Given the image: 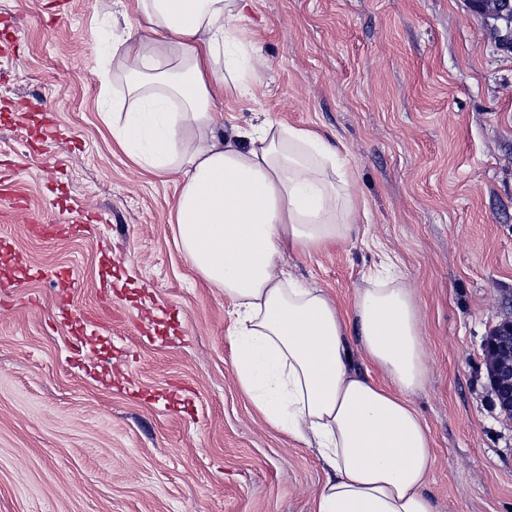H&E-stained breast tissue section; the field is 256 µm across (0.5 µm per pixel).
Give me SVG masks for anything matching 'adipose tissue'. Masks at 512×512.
I'll list each match as a JSON object with an SVG mask.
<instances>
[{
	"label": "adipose tissue",
	"instance_id": "ef3b65f1",
	"mask_svg": "<svg viewBox=\"0 0 512 512\" xmlns=\"http://www.w3.org/2000/svg\"><path fill=\"white\" fill-rule=\"evenodd\" d=\"M247 0H134L144 36L112 47L127 109L112 135L132 162L175 176L181 248L234 318L242 392L270 427L318 448L327 479L312 512H436L429 427L411 396L427 382L410 283L381 268L341 306L284 269L360 233L339 147L271 120L224 135L214 101L250 93L259 60ZM361 351L378 377L361 373Z\"/></svg>",
	"mask_w": 512,
	"mask_h": 512
}]
</instances>
